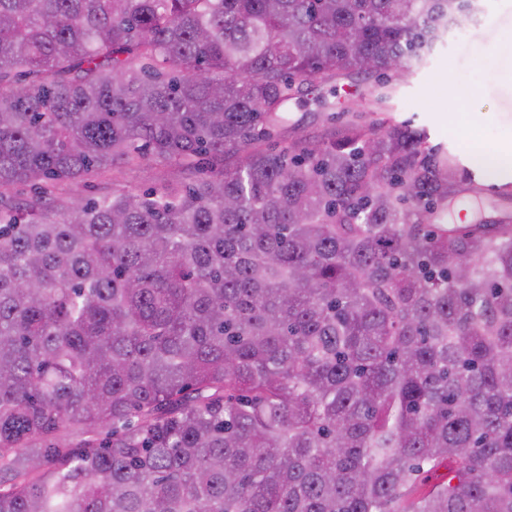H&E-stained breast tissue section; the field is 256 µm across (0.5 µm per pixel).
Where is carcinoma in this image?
Returning <instances> with one entry per match:
<instances>
[{
    "instance_id": "carcinoma-1",
    "label": "carcinoma",
    "mask_w": 512,
    "mask_h": 512,
    "mask_svg": "<svg viewBox=\"0 0 512 512\" xmlns=\"http://www.w3.org/2000/svg\"><path fill=\"white\" fill-rule=\"evenodd\" d=\"M478 12L0 0V512H512V225L408 124L262 146ZM188 175L176 166H161L151 160H145L133 167H123L105 178L89 179L80 184L65 187V190L76 196L92 197L99 189L142 190L154 185L160 179L184 180Z\"/></svg>"
}]
</instances>
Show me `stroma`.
Here are the masks:
<instances>
[{
	"label": "stroma",
	"mask_w": 512,
	"mask_h": 512,
	"mask_svg": "<svg viewBox=\"0 0 512 512\" xmlns=\"http://www.w3.org/2000/svg\"><path fill=\"white\" fill-rule=\"evenodd\" d=\"M481 6L478 17L464 22L463 34L445 35L389 98L376 99V85L364 74L342 76L318 92L299 94L279 140L320 144L339 124L353 120L370 126L386 118L412 122L426 129L430 144L440 147L455 170L444 223H455L457 213L468 209L472 223L512 224V189L491 182L475 152L481 143L494 152L512 142V62L495 52L498 43L512 38V0H482ZM470 111L478 121L467 126L463 118ZM184 177L178 167L146 160L71 185L68 191L88 198L104 187L142 190L164 178Z\"/></svg>",
	"instance_id": "35a3bbf8"
}]
</instances>
